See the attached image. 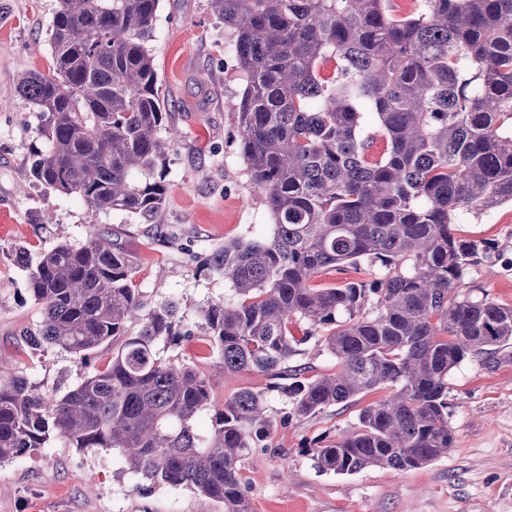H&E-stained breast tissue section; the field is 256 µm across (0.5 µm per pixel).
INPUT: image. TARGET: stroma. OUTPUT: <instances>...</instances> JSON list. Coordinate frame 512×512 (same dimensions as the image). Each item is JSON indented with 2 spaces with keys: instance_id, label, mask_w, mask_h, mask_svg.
<instances>
[{
  "instance_id": "1",
  "label": "stroma",
  "mask_w": 512,
  "mask_h": 512,
  "mask_svg": "<svg viewBox=\"0 0 512 512\" xmlns=\"http://www.w3.org/2000/svg\"><path fill=\"white\" fill-rule=\"evenodd\" d=\"M60 0H0V358L47 394L75 386L86 370L57 348L33 350L19 334L36 329L41 307L27 289L17 248L37 257L59 239L82 244L90 230L117 231L137 272L136 288L154 307L176 302L182 334L164 354L197 366L217 400L243 388L266 391L276 426L269 450L242 463L253 512H512V345L492 358L467 357L448 377V454L411 470L372 468L354 475L317 471L307 446L334 439L361 408L386 397L377 389L356 402L280 424L283 404L271 379L254 372L222 374L219 354L201 326L200 306L230 295L223 276L200 268L198 254L224 240L269 235L263 198L248 191L250 173L237 141L242 80L234 33L208 0H160L147 47L182 133L165 168L167 202L154 223L122 212L91 210L78 198L51 192L29 175L39 115L15 91L19 74L49 73V30ZM51 213L52 223L41 221ZM457 235L492 246L490 262L474 266L460 296L512 307V203L455 225ZM186 486L153 485L124 469L108 448H74L53 439L0 464V512H222Z\"/></svg>"
}]
</instances>
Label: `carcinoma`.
<instances>
[{"mask_svg":"<svg viewBox=\"0 0 512 512\" xmlns=\"http://www.w3.org/2000/svg\"><path fill=\"white\" fill-rule=\"evenodd\" d=\"M159 2L61 0L53 77L30 70L16 83L39 112L35 182L142 224L165 206L167 151L181 137L147 48ZM415 2L402 14L392 0H209L235 35L248 190L264 198L273 230L200 260L233 290L199 309L205 334L224 372L276 380L283 424L391 389L336 439L307 448L322 473L412 469L447 454L448 375L512 344L511 307L457 292L491 247L451 228L512 202V0ZM16 256L43 315L21 334L27 346L85 364L121 343L60 395L0 365V463L54 436L110 448L127 471L189 486L224 512H252L241 461L270 448L267 394L242 389L218 405L201 370L161 354L180 308H146L110 229L79 246L60 241L34 263ZM364 263L386 273L313 285ZM310 345L336 360L334 372L308 377L293 364Z\"/></svg>","mask_w":512,"mask_h":512,"instance_id":"cac0c4a2","label":"carcinoma"}]
</instances>
